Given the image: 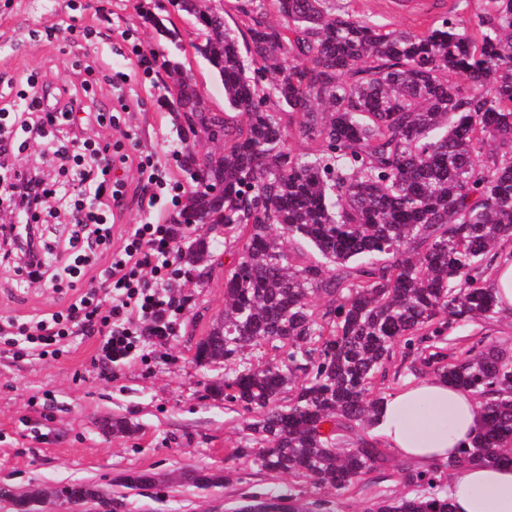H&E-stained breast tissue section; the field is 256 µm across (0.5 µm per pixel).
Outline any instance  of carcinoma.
<instances>
[{
  "label": "carcinoma",
  "mask_w": 512,
  "mask_h": 512,
  "mask_svg": "<svg viewBox=\"0 0 512 512\" xmlns=\"http://www.w3.org/2000/svg\"><path fill=\"white\" fill-rule=\"evenodd\" d=\"M329 2L247 0L242 46L223 0H179L194 21L188 49L172 19L141 13L184 52L155 56L171 80L191 179L172 223L205 226L179 262L201 275L214 247L231 257L223 319L195 357L224 363L215 393L250 414L237 456L341 495L389 462L372 434L375 380L404 346L477 395L480 426L454 459L396 469L414 495L375 493L361 509L451 512L443 478L474 462L512 464V356L495 347L450 356L439 346L450 323L497 314L487 273L512 242V0H479L475 28L448 18L420 32L338 14ZM193 56L220 78L224 110L204 105ZM212 128L224 142L204 158L224 185L217 196L197 179L188 141ZM299 137L311 151L292 148ZM319 295L329 297L323 308ZM266 346L284 356L242 357ZM186 475L203 488L224 480ZM65 494L104 492L78 483ZM42 495L0 487L13 512H40ZM245 499L256 512L277 505Z\"/></svg>",
  "instance_id": "1"
}]
</instances>
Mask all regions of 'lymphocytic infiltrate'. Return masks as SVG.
Masks as SVG:
<instances>
[{
  "instance_id": "lymphocytic-infiltrate-1",
  "label": "lymphocytic infiltrate",
  "mask_w": 512,
  "mask_h": 512,
  "mask_svg": "<svg viewBox=\"0 0 512 512\" xmlns=\"http://www.w3.org/2000/svg\"><path fill=\"white\" fill-rule=\"evenodd\" d=\"M90 88L87 82L78 93L55 87L31 70L0 109V201L38 239L37 252L26 253L1 224L0 269L22 292L36 282L72 292L58 308L0 322V344L18 358L54 359L63 342L94 336V360L109 371L175 336L182 311L171 290L178 243L169 224L115 226L113 208L124 198L116 160L110 143L85 135L88 126H111L113 115L90 111L84 96ZM31 140L42 146L37 165L19 158ZM51 199L70 215L54 242L39 217Z\"/></svg>"
}]
</instances>
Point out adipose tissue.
<instances>
[{
    "mask_svg": "<svg viewBox=\"0 0 512 512\" xmlns=\"http://www.w3.org/2000/svg\"><path fill=\"white\" fill-rule=\"evenodd\" d=\"M480 423L472 391L433 377L407 384L374 419L383 447L419 468L454 458ZM452 512H512V466L472 464L448 486Z\"/></svg>",
    "mask_w": 512,
    "mask_h": 512,
    "instance_id": "adipose-tissue-1",
    "label": "adipose tissue"
}]
</instances>
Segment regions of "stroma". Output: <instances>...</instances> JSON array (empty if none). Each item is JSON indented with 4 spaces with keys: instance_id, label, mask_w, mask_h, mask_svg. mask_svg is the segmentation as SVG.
I'll use <instances>...</instances> for the list:
<instances>
[{
    "instance_id": "stroma-1",
    "label": "stroma",
    "mask_w": 512,
    "mask_h": 512,
    "mask_svg": "<svg viewBox=\"0 0 512 512\" xmlns=\"http://www.w3.org/2000/svg\"><path fill=\"white\" fill-rule=\"evenodd\" d=\"M72 10L69 0H0V79H18L36 70L53 83L72 80L76 67L90 65L98 107L118 110V123L93 127L91 138L111 141L126 161L118 173L124 203L120 224H142L150 215L143 203L150 187L138 168L147 155L166 163L173 182L188 188L169 93L158 74L142 78L135 52L169 47L139 14L168 15L167 0H89ZM457 0H333L337 12L352 13L377 25L420 31L455 16ZM75 20L94 31L91 41L65 45L47 41V28ZM229 257L213 252L206 279L180 268L175 292L184 309L176 336L153 347L148 361L133 360L100 376L91 357L95 337L79 336L58 359H17L0 348V486L23 491L32 486L97 484L122 499L126 512H225L241 493L293 496L307 502L331 500L335 512H360V499L336 495L310 479L268 474L233 459L242 443L248 415L213 394L224 380L223 364L200 365L195 345L224 310V267ZM63 294L33 287L17 292L0 270V319L20 317L63 305ZM483 343L512 352V319L498 317L449 326L446 345L458 352ZM127 431L111 429L115 420ZM188 467L228 473L223 485L199 488L176 481ZM133 471L153 473L152 487L126 485Z\"/></svg>"
}]
</instances>
